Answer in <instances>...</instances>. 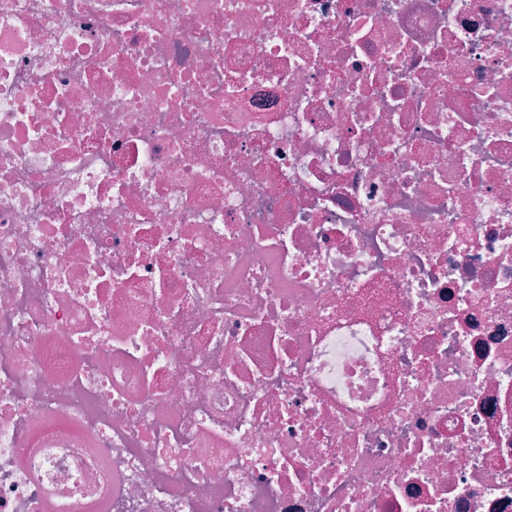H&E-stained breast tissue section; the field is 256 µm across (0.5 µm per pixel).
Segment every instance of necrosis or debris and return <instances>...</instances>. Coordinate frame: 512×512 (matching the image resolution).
Here are the masks:
<instances>
[{"instance_id":"necrosis-or-debris-1","label":"necrosis or debris","mask_w":512,"mask_h":512,"mask_svg":"<svg viewBox=\"0 0 512 512\" xmlns=\"http://www.w3.org/2000/svg\"><path fill=\"white\" fill-rule=\"evenodd\" d=\"M0 512H512V0H0Z\"/></svg>"}]
</instances>
